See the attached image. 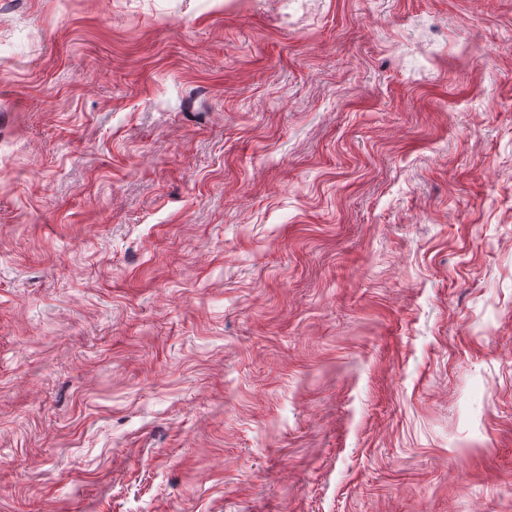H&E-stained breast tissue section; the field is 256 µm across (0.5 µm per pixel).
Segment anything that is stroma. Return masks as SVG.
<instances>
[{
	"label": "stroma",
	"instance_id": "obj_1",
	"mask_svg": "<svg viewBox=\"0 0 512 512\" xmlns=\"http://www.w3.org/2000/svg\"><path fill=\"white\" fill-rule=\"evenodd\" d=\"M0 512H512V0H0Z\"/></svg>",
	"mask_w": 512,
	"mask_h": 512
}]
</instances>
